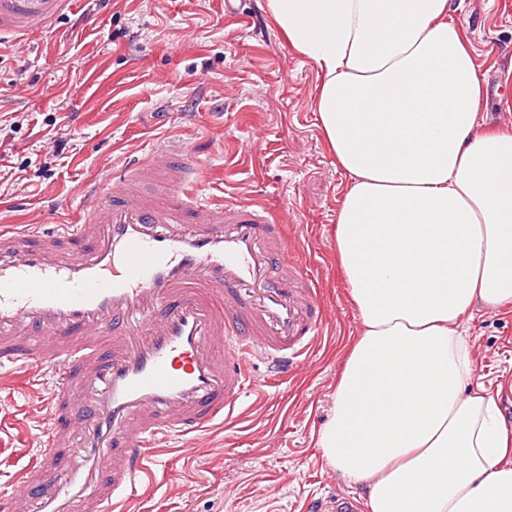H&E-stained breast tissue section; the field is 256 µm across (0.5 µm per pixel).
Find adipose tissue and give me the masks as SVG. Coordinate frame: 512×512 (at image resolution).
<instances>
[{
    "mask_svg": "<svg viewBox=\"0 0 512 512\" xmlns=\"http://www.w3.org/2000/svg\"><path fill=\"white\" fill-rule=\"evenodd\" d=\"M315 63L347 182L336 257L361 332L316 446L369 512H512V431L462 318L512 304V133L454 0H265Z\"/></svg>",
    "mask_w": 512,
    "mask_h": 512,
    "instance_id": "1",
    "label": "adipose tissue"
}]
</instances>
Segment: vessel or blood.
I'll return each instance as SVG.
<instances>
[{"label":"vessel or blood","mask_w":512,"mask_h":512,"mask_svg":"<svg viewBox=\"0 0 512 512\" xmlns=\"http://www.w3.org/2000/svg\"><path fill=\"white\" fill-rule=\"evenodd\" d=\"M71 5L0 0V36ZM197 169L174 142L83 189L77 223L0 226V368L54 376L16 480L30 512H117L166 440L191 448L233 418L262 385L256 363L281 381L314 353L327 313L287 225L201 197Z\"/></svg>","instance_id":"b4317fda"}]
</instances>
